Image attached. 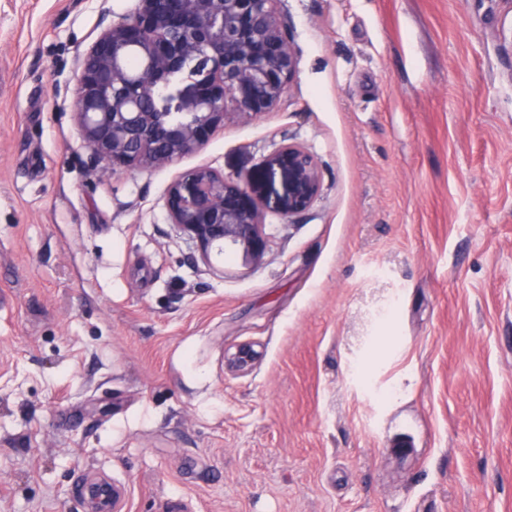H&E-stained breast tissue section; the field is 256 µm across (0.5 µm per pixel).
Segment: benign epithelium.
Listing matches in <instances>:
<instances>
[{
  "mask_svg": "<svg viewBox=\"0 0 512 512\" xmlns=\"http://www.w3.org/2000/svg\"><path fill=\"white\" fill-rule=\"evenodd\" d=\"M136 10L107 26L86 54L74 102L75 119L91 162L108 176L117 167L160 169L202 149L225 120L272 109L297 73L295 49L277 0H137ZM141 69L127 67L130 54ZM175 86L180 117L150 105L152 93ZM288 177L285 213L316 200L317 161L303 147L283 146L267 171ZM168 216L199 246L239 248L257 260L263 251V210L240 181L209 166L182 172L167 195ZM259 358L251 345L228 358L238 372Z\"/></svg>",
  "mask_w": 512,
  "mask_h": 512,
  "instance_id": "1",
  "label": "benign epithelium"
}]
</instances>
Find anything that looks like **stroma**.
<instances>
[{"mask_svg": "<svg viewBox=\"0 0 512 512\" xmlns=\"http://www.w3.org/2000/svg\"><path fill=\"white\" fill-rule=\"evenodd\" d=\"M135 4L0 0V512H512V0H281L278 105L103 179L77 76ZM198 165L262 203L259 260L171 224ZM276 170L288 177L285 214L290 217L308 209L316 200L321 183L315 158L303 147L288 144L267 160L269 174L274 175ZM259 358V353L251 345L237 347L228 358L230 366L238 372L249 371Z\"/></svg>", "mask_w": 512, "mask_h": 512, "instance_id": "35a3bbf8", "label": "stroma"}]
</instances>
